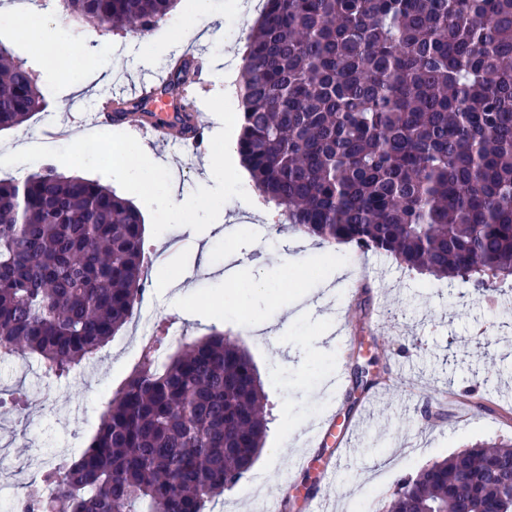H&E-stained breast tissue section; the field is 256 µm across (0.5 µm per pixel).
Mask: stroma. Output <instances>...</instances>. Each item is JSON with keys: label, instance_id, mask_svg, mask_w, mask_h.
<instances>
[{"label": "stroma", "instance_id": "35a3bbf8", "mask_svg": "<svg viewBox=\"0 0 512 512\" xmlns=\"http://www.w3.org/2000/svg\"><path fill=\"white\" fill-rule=\"evenodd\" d=\"M255 16L231 10L227 0H212V13L197 18L191 0H177L174 10L152 31V53L141 40L94 22H77L67 33L83 63L107 62L109 78H97L77 93L49 76L26 35L0 22V43L23 58L39 76L47 106L27 127L0 132V156L40 141L39 131L67 125L72 135L96 132L98 101L116 94L144 72L163 74L170 59L203 53L210 75L202 98L224 90L227 69H241L245 40ZM236 32L234 42L214 33ZM185 37L169 48L172 31ZM154 159L171 174L177 196L198 187H214L208 151L173 141L152 145ZM217 227L195 232L186 226L161 235L145 233L147 269L144 301L153 325H179L186 340L217 329L252 358L265 395L268 433L253 468L225 492L223 512H238L257 492L288 512H310L313 498L330 501L333 512H385L404 480L431 463L480 441L512 437V397L502 384L512 380V278L498 292L482 294L468 285L408 271L383 255L359 253L345 245L349 263L344 276L331 277L335 255L301 264L302 235L285 224L278 211L263 204L257 189L247 199L222 207ZM208 248L200 259L196 243ZM365 263H358V255ZM261 275V290L246 289ZM182 279L201 303L221 301L217 313L185 318L174 289L165 278ZM343 307L351 319L343 344L330 340L332 313ZM140 363L131 325H124L89 370L69 378L43 376L36 364L18 370L0 361V452L13 463L0 480L18 481L41 469L53 456L76 457L90 444L100 416ZM347 377L341 389L329 381L336 371ZM478 388L487 397L465 420L454 409L438 413L436 401L448 392ZM379 413L365 426L357 448L346 452L341 438L365 403ZM335 415L326 446L308 447L301 430L319 417ZM295 425L297 433L286 430ZM292 472L282 484L283 472Z\"/></svg>", "mask_w": 512, "mask_h": 512}]
</instances>
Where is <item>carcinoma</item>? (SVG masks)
<instances>
[{
	"instance_id": "cac0c4a2",
	"label": "carcinoma",
	"mask_w": 512,
	"mask_h": 512,
	"mask_svg": "<svg viewBox=\"0 0 512 512\" xmlns=\"http://www.w3.org/2000/svg\"><path fill=\"white\" fill-rule=\"evenodd\" d=\"M176 0H64L132 35ZM237 152L292 228L406 270L489 289L512 276V0H263L243 60ZM166 90L192 82L189 63ZM45 108L0 44V131ZM145 224L126 198L43 164L0 179V353L57 378L96 355L144 293ZM78 459L45 467L38 512H206L249 472L268 421L250 355L222 332L158 345ZM512 439L404 484L389 512H512Z\"/></svg>"
}]
</instances>
